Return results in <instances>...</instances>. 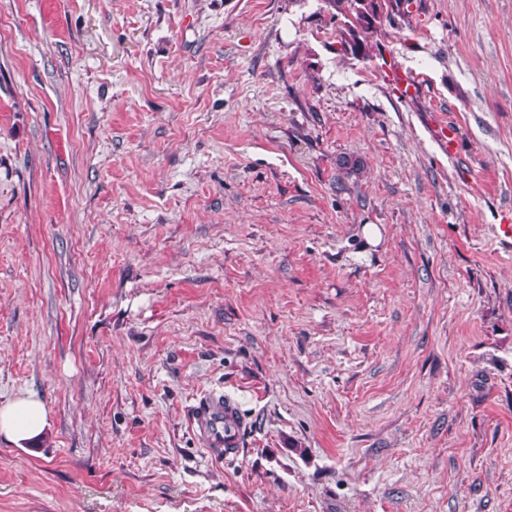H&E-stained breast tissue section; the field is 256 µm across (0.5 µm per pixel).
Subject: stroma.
Returning <instances> with one entry per match:
<instances>
[{
  "label": "stroma",
  "instance_id": "35a3bbf8",
  "mask_svg": "<svg viewBox=\"0 0 512 512\" xmlns=\"http://www.w3.org/2000/svg\"><path fill=\"white\" fill-rule=\"evenodd\" d=\"M342 25L0 0V512H512V0ZM48 425L45 404L33 395L0 407V434L14 442L38 438ZM240 423L236 406L228 402L224 405L221 398L201 401L194 411L197 434L214 455L225 459L239 455Z\"/></svg>",
  "mask_w": 512,
  "mask_h": 512
}]
</instances>
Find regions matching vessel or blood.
Here are the masks:
<instances>
[{
	"instance_id": "vessel-or-blood-1",
	"label": "vessel or blood",
	"mask_w": 512,
	"mask_h": 512,
	"mask_svg": "<svg viewBox=\"0 0 512 512\" xmlns=\"http://www.w3.org/2000/svg\"><path fill=\"white\" fill-rule=\"evenodd\" d=\"M240 423L233 404L214 398L200 402L193 416V425L205 446L216 456L234 458L239 454Z\"/></svg>"
}]
</instances>
